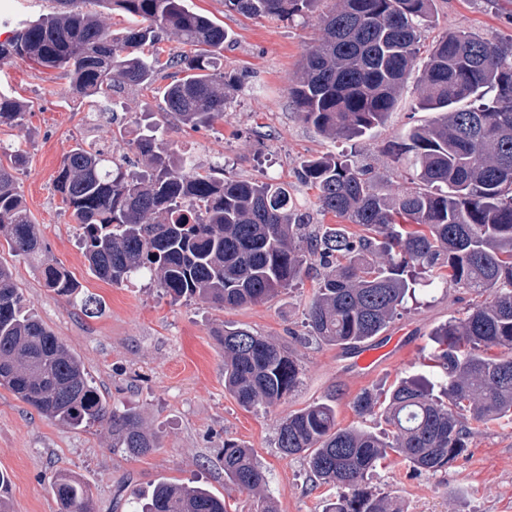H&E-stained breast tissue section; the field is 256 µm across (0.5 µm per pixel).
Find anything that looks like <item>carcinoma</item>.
I'll use <instances>...</instances> for the list:
<instances>
[{
	"instance_id": "cac0c4a2",
	"label": "carcinoma",
	"mask_w": 512,
	"mask_h": 512,
	"mask_svg": "<svg viewBox=\"0 0 512 512\" xmlns=\"http://www.w3.org/2000/svg\"><path fill=\"white\" fill-rule=\"evenodd\" d=\"M17 23L0 40V63L28 60L59 70L78 94L113 120L112 95L168 79L162 111L191 130L224 118L238 75L219 70L224 27L186 0H95L125 15L115 32L85 0ZM319 0H225L247 18L291 20ZM433 0H338L321 17L323 36L288 85L301 120L322 135L350 139L381 125L416 67L420 32ZM174 43L161 60L163 41ZM416 106L434 113L391 149L413 187L391 194L371 168L345 156L303 159L298 179L317 191V212L359 227L315 224L288 186L230 180L175 155L156 134L133 143L131 170L97 142L78 140L53 180L77 224L88 268L114 284L145 275L172 300L198 298L219 309L269 301L319 266L307 311L308 335L344 350L380 335L419 281L451 284L469 296L465 317L432 333L430 359L446 374L436 384L409 377L383 395L364 391L355 414L380 415L390 432L341 428L336 408L319 401L277 423V448L306 461L322 484L350 494L326 512H399L366 479L391 449L414 470L435 472L464 456L474 427L512 421V37L495 42L449 32L427 51ZM28 105L0 91V125L22 127ZM0 240L40 270L48 291L87 317L101 302L81 294L64 267L45 262L41 233L23 204L17 172L22 143L0 145ZM224 349V389L244 408L272 406L299 383L297 358L245 327L216 331ZM498 353L493 354L491 350ZM0 387L41 416L68 427L107 428L110 447L129 457L160 447L138 412L111 407L82 361L29 308L0 264ZM224 477L258 498L266 474L253 449L224 443ZM51 489L61 512H96L90 490L59 473ZM138 512H226L198 486L159 481Z\"/></svg>"
}]
</instances>
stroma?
<instances>
[{
	"label": "stroma",
	"mask_w": 512,
	"mask_h": 512,
	"mask_svg": "<svg viewBox=\"0 0 512 512\" xmlns=\"http://www.w3.org/2000/svg\"><path fill=\"white\" fill-rule=\"evenodd\" d=\"M187 4L230 33L219 62L241 78L223 119L210 128L192 131L165 122L161 80L115 95L114 122L95 123L89 118V99L73 93L66 79L21 60L0 65V91L24 100L31 111L24 128L0 126V142H22L27 152L19 174L24 204L48 247L47 259L69 270L85 293L100 297L102 312L85 317L46 291L40 273L7 247L0 246V263L11 268L30 305L81 359L102 398L138 408L161 441L152 454L130 458L111 448L100 426L58 425L0 388V472L9 478L12 512H60L50 487L59 472L90 488L97 512H133L134 495H147L162 479L205 487L225 498L228 512H255L251 496L225 483L228 442L254 449L266 473L264 494L276 512H323L343 490L314 485L303 459L280 453L277 420L328 399L336 407L338 426L361 423L386 431L380 417L358 418L353 399L366 390L382 392L403 378L437 377L440 370L429 361L431 334L448 319L465 315L461 289L441 285L419 292L385 331L412 341L414 351L363 382L350 355L305 333L314 275L267 302L220 310L198 299L171 302L145 277L114 284L91 274L79 231L53 189L54 176L76 140L107 141L118 158L130 155L137 137L158 125L175 153H191L205 167L220 165L228 177L288 183L299 207L313 212L316 192L295 174L302 159L346 155L371 164L384 189L396 192L407 187L408 175L392 162L391 148L407 129L432 118L417 109L411 78L386 121L363 137L335 141L300 119L288 83L320 39L321 16L336 0H320L317 12L290 21L248 19L225 7L224 0ZM501 4L494 13L485 0H433V22L423 28L421 41L429 46L459 31L490 41L512 35V0ZM227 324L245 325L293 350L300 384L275 407L247 409L225 391L224 355L214 333ZM368 485L393 498L401 512H512V423L478 428L467 456L436 472H416L398 455L388 454Z\"/></svg>",
	"instance_id": "1"
}]
</instances>
